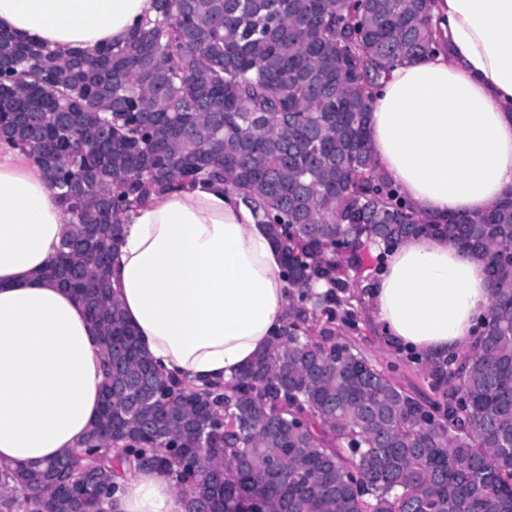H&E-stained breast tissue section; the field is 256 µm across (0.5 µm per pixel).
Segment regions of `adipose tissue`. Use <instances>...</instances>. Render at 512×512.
<instances>
[{"label": "adipose tissue", "mask_w": 512, "mask_h": 512, "mask_svg": "<svg viewBox=\"0 0 512 512\" xmlns=\"http://www.w3.org/2000/svg\"><path fill=\"white\" fill-rule=\"evenodd\" d=\"M441 39L394 67L369 114V151L417 213H482L512 191V0H431ZM156 0H0V29L58 53L123 42ZM70 220L30 153L0 142V469L81 446L101 406L105 366L83 304L43 277ZM112 287L137 343L164 376L232 382L281 328L289 285L258 204L210 180L133 206ZM393 346L429 361L474 344L487 319L485 263L413 236L368 285ZM166 474L120 481L108 512H187Z\"/></svg>", "instance_id": "obj_1"}]
</instances>
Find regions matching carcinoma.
I'll return each instance as SVG.
<instances>
[{"instance_id":"obj_1","label":"carcinoma","mask_w":512,"mask_h":512,"mask_svg":"<svg viewBox=\"0 0 512 512\" xmlns=\"http://www.w3.org/2000/svg\"><path fill=\"white\" fill-rule=\"evenodd\" d=\"M157 2L155 19L93 53L0 30V140L36 157L71 215L43 275L62 284L76 270L88 316L131 341L101 337L112 450L96 423L67 456L0 470V512H82V475L56 477L65 461L112 491L136 468L165 470L190 512H512V193L431 220L368 149L371 90L435 49L430 0ZM200 176L258 201L291 288L280 334L228 388L158 373L112 271L73 250L110 224L93 246L113 252L124 210ZM419 235L482 260L491 284L479 340L430 369L441 402L407 392L336 327L348 271L371 246ZM188 453L197 465L183 470Z\"/></svg>"}]
</instances>
